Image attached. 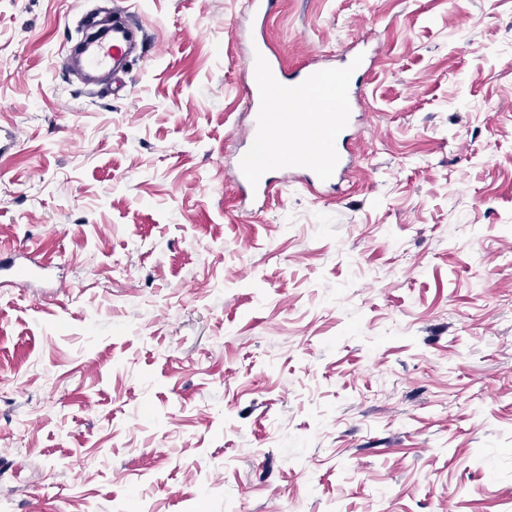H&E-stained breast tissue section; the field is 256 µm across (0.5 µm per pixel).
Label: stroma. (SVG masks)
I'll return each mask as SVG.
<instances>
[{"label":"stroma","instance_id":"obj_1","mask_svg":"<svg viewBox=\"0 0 512 512\" xmlns=\"http://www.w3.org/2000/svg\"><path fill=\"white\" fill-rule=\"evenodd\" d=\"M0 0L5 512H512V0H278L283 63L379 50L339 191L232 181L245 0ZM79 41L74 53L81 51L87 44H91L85 50L82 64L83 67L92 73L109 71L113 72L116 64L123 61L127 55L132 42V33L125 28L113 27L112 14L106 11L96 12L88 16L79 29ZM15 256V255H14ZM14 256H8L2 258L0 255V274L2 273H10L17 274L19 278L23 279H34L42 277L46 272H48L50 266L49 263L43 261L39 265H36L35 269L24 268L19 271L15 268V259Z\"/></svg>","mask_w":512,"mask_h":512}]
</instances>
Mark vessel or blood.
Listing matches in <instances>:
<instances>
[{"label":"vessel or blood","mask_w":512,"mask_h":512,"mask_svg":"<svg viewBox=\"0 0 512 512\" xmlns=\"http://www.w3.org/2000/svg\"><path fill=\"white\" fill-rule=\"evenodd\" d=\"M131 42L130 31L113 28L111 39L87 47L82 64L92 73L108 71L123 61ZM363 68L362 55L347 51L336 66L290 70L266 41L252 39L244 73L252 114L239 141H264L271 158L259 167L248 153L239 155L233 179L244 196L269 199L275 168L311 188H333L347 177L357 159L349 131L361 118L356 85Z\"/></svg>","instance_id":"1"}]
</instances>
